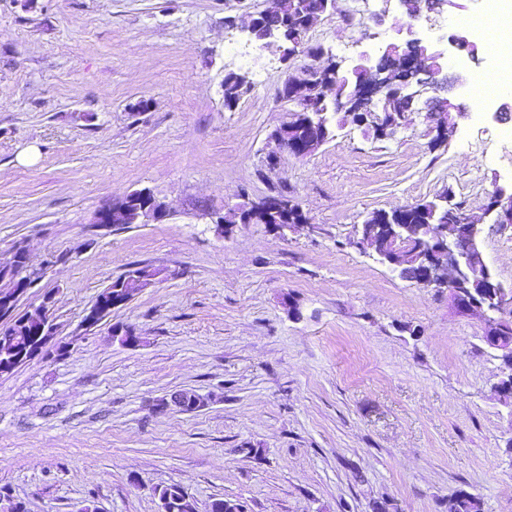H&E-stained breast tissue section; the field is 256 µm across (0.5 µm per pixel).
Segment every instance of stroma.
I'll use <instances>...</instances> for the list:
<instances>
[{"label":"stroma","instance_id":"35a3bbf8","mask_svg":"<svg viewBox=\"0 0 512 512\" xmlns=\"http://www.w3.org/2000/svg\"><path fill=\"white\" fill-rule=\"evenodd\" d=\"M275 0H0V265L24 246L43 276L19 311L54 295L63 356L0 375V486L30 512H158L177 484L207 512H447L467 491L512 512V401L485 321L447 289L393 274L360 243L380 209L450 195L480 225L486 262L512 289V224L484 217L512 183V119L471 108L444 143L425 110L389 138L334 129L312 155L274 131L294 103L282 61L227 25ZM349 0L312 25L310 44L345 66L399 41V0ZM482 0H454L419 24L460 31ZM250 92L224 107V77ZM147 188L163 222L95 225L103 205ZM288 197L306 224L220 232L242 200ZM136 263L166 269L109 320L83 318ZM134 327L136 347L113 343ZM193 412H155L180 391Z\"/></svg>","mask_w":512,"mask_h":512}]
</instances>
